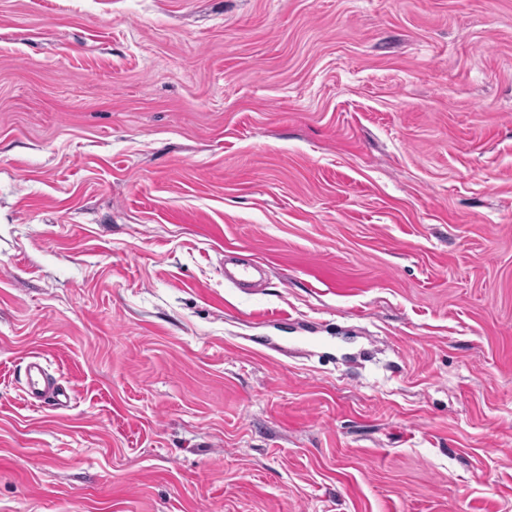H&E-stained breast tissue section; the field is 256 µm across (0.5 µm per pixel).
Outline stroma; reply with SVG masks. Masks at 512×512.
<instances>
[{"label":"stroma","instance_id":"1","mask_svg":"<svg viewBox=\"0 0 512 512\" xmlns=\"http://www.w3.org/2000/svg\"><path fill=\"white\" fill-rule=\"evenodd\" d=\"M0 512H512V0H0ZM27 379L24 392L30 402L40 404L52 403L56 406H67L70 396L63 388L55 385L47 373L39 356H31L26 365Z\"/></svg>","mask_w":512,"mask_h":512}]
</instances>
